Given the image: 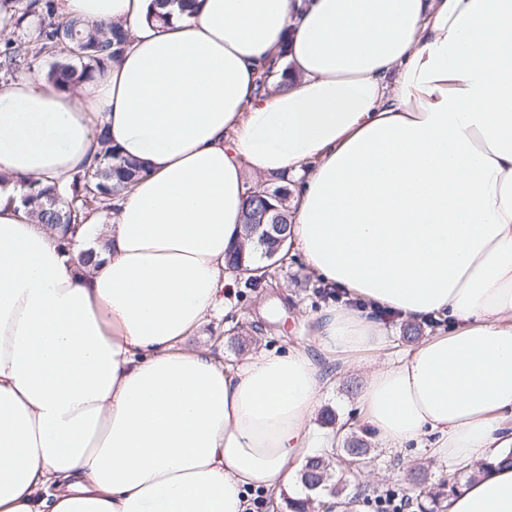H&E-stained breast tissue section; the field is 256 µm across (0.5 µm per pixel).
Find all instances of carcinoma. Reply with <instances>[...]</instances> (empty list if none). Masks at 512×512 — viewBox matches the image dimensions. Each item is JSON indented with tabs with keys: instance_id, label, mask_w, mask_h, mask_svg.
<instances>
[{
	"instance_id": "cac0c4a2",
	"label": "carcinoma",
	"mask_w": 512,
	"mask_h": 512,
	"mask_svg": "<svg viewBox=\"0 0 512 512\" xmlns=\"http://www.w3.org/2000/svg\"><path fill=\"white\" fill-rule=\"evenodd\" d=\"M178 4L183 12L198 10L200 0H153L157 12L154 16L167 20L171 12L162 13L160 9ZM12 8L8 18L9 25L22 33L24 41L0 43V83L6 84L23 71L39 68L46 56L64 55L65 62H57L46 73V79L60 87H71L94 79L96 72L103 69L107 62L115 58L125 43L127 34L120 26L112 22L88 23L76 18H62L57 14L55 0H0V5ZM101 155L95 166L74 173L64 184L56 181L35 182L27 186L22 202L29 205L35 221L52 230H57L62 239L73 235L85 224L87 218L99 212L110 213L114 200L136 180L145 174V168L137 161L121 157L109 145L105 133L98 135ZM69 202L62 207L53 203L56 196ZM286 193L279 188L269 190L262 198L248 197L243 214V224H278L280 230L274 238L260 242L259 237L252 239L253 251L259 259H268V253L276 248L280 239L288 237V212L285 209ZM274 208L264 214L268 208ZM229 268L244 269L245 283L256 286L267 271L258 265L244 264L241 253L233 252L228 259ZM340 473H354L358 465L364 463L368 453L365 443L358 438H350L342 443ZM330 458L328 452L307 458L302 473L303 485L309 490L326 487L330 480ZM457 481L449 479L441 483V491L430 495L428 508L422 502L417 503L419 512H437L441 500L453 495ZM390 488L371 489L359 486L352 489L351 499L371 503L376 512H387V500Z\"/></svg>"
}]
</instances>
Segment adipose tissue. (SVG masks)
<instances>
[{
  "label": "adipose tissue",
  "mask_w": 512,
  "mask_h": 512,
  "mask_svg": "<svg viewBox=\"0 0 512 512\" xmlns=\"http://www.w3.org/2000/svg\"><path fill=\"white\" fill-rule=\"evenodd\" d=\"M151 8L58 0L124 51L69 89L0 88V512H249L311 453L321 357L365 370L383 447L484 462L445 512H512V0ZM102 130L149 173L67 246L21 197ZM284 176L289 244L359 305L318 317V356L230 368L187 340L231 307L250 179ZM376 309L449 329L379 363Z\"/></svg>",
  "instance_id": "1"
}]
</instances>
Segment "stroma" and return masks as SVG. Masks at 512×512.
<instances>
[{
  "instance_id": "1",
  "label": "stroma",
  "mask_w": 512,
  "mask_h": 512,
  "mask_svg": "<svg viewBox=\"0 0 512 512\" xmlns=\"http://www.w3.org/2000/svg\"><path fill=\"white\" fill-rule=\"evenodd\" d=\"M230 314L213 319L205 335L188 340L192 346L213 348L228 366L259 349L281 350L291 344L313 345L315 319L319 313L340 302L335 290L325 287L306 267L302 255L289 251L283 261L273 266L267 278L256 287L237 282ZM329 386L320 398L314 420L317 444L332 442L337 424L346 431L363 435L373 452L362 476L370 486H404L410 467L426 469L422 492H434L447 478L446 468L429 458L426 449L408 445L387 450L381 447L376 432L361 422L356 397L364 383L363 370L339 362L324 364Z\"/></svg>"
}]
</instances>
